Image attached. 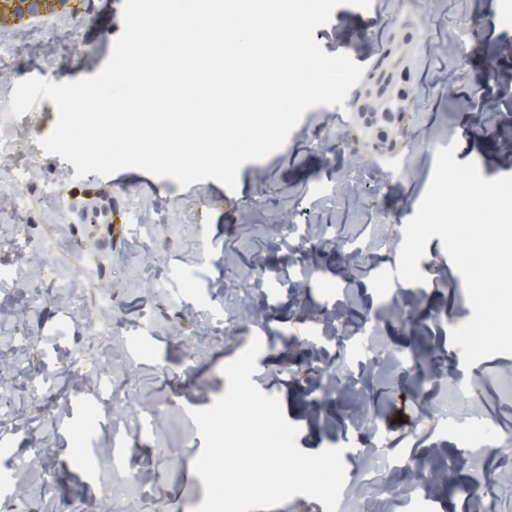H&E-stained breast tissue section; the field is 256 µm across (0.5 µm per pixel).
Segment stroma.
<instances>
[{
  "instance_id": "35a3bbf8",
  "label": "stroma",
  "mask_w": 512,
  "mask_h": 512,
  "mask_svg": "<svg viewBox=\"0 0 512 512\" xmlns=\"http://www.w3.org/2000/svg\"><path fill=\"white\" fill-rule=\"evenodd\" d=\"M123 0H84V10L49 25H0V332L30 336L21 351L0 353V376L53 377L39 402L25 405L26 426L0 420V512H43L46 504L104 501L108 512H192L205 488L192 462L203 441L191 410L227 390L221 369L259 337L251 380L278 397L298 427V447L343 450L345 489L337 512H359L351 491L380 455L405 464L425 458L443 476L420 490L422 512H512V354L465 366L451 330L472 315L463 280L432 237L419 262L422 284L396 274L404 228L431 182L438 148L476 162L483 178L512 176L497 143L512 138V0H371L369 10L337 7L314 38L327 54L364 66L345 101L307 110L286 144L240 168L236 187L215 180L161 196L141 191L139 174H88L107 195L119 224H85L70 205L72 170L37 143L57 119L53 103L21 117L10 112L17 81L37 71L54 83L100 71L121 33ZM406 110L386 112L381 89ZM97 287L112 296L93 310L112 325V344L88 358L108 366L112 386L75 388L67 355L94 330L76 315ZM262 313L241 322V337L199 341L200 324L236 313L241 300ZM350 333L347 371L360 390L324 398L319 368L336 362ZM431 345L426 399H419L400 351ZM162 401L160 423L141 410L113 420L108 391ZM383 407L373 447L363 445L361 410ZM486 428L483 453L456 417ZM144 473L139 484L111 476L100 450ZM479 480L478 499L453 494ZM111 500H103L105 486Z\"/></svg>"
}]
</instances>
